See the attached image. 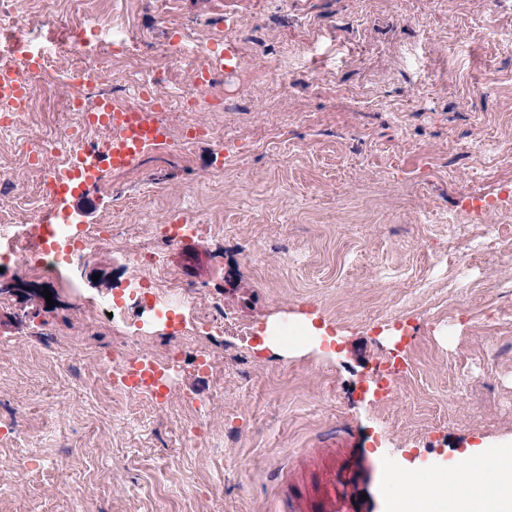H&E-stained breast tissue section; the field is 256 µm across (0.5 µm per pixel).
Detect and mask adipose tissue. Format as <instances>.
I'll return each instance as SVG.
<instances>
[{"mask_svg": "<svg viewBox=\"0 0 512 512\" xmlns=\"http://www.w3.org/2000/svg\"><path fill=\"white\" fill-rule=\"evenodd\" d=\"M423 478L432 491L399 481V512H512V467L497 453L467 450L453 467L425 471Z\"/></svg>", "mask_w": 512, "mask_h": 512, "instance_id": "obj_1", "label": "adipose tissue"}]
</instances>
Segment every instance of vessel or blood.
<instances>
[{
  "label": "vessel or blood",
  "mask_w": 512,
  "mask_h": 512,
  "mask_svg": "<svg viewBox=\"0 0 512 512\" xmlns=\"http://www.w3.org/2000/svg\"><path fill=\"white\" fill-rule=\"evenodd\" d=\"M94 120L111 125L112 144L105 152L88 151L77 158L71 185L80 186L88 175L102 166L124 168L132 165L138 155L166 137L163 125L153 111L130 108L127 102L115 99L104 101L102 111ZM131 383L139 390L161 395L166 384L160 373L132 371ZM365 453L360 448H340L327 441L312 466L317 473L310 480L302 474L291 473L284 512H377L373 499L363 498V486L357 463Z\"/></svg>",
  "instance_id": "obj_1"
}]
</instances>
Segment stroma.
Instances as JSON below:
<instances>
[{
	"label": "stroma",
	"mask_w": 512,
	"mask_h": 512,
	"mask_svg": "<svg viewBox=\"0 0 512 512\" xmlns=\"http://www.w3.org/2000/svg\"><path fill=\"white\" fill-rule=\"evenodd\" d=\"M478 2L6 0L36 47L62 13L130 27V59L85 109L131 98L156 68L189 83L159 51L180 29L231 52L239 92L193 113L216 137L86 186L85 224L112 237L73 268L79 293L44 297L30 262L0 266V512H279L286 459L332 437L415 477L512 441V0L488 23ZM66 96L56 86L49 116L23 117L32 148L59 135ZM0 166V211L28 223L40 174L10 136ZM469 193L498 195L496 209H465ZM176 219L155 276L177 274L192 307L160 309L149 288L127 305L132 254ZM485 231L488 252L455 287V252ZM102 297L127 305L123 322L83 317ZM302 320L326 342L265 346L269 325ZM175 345L163 399L109 382L112 352ZM201 349L223 387L195 371ZM198 399L207 432L188 444Z\"/></svg>",
	"instance_id": "1"
}]
</instances>
